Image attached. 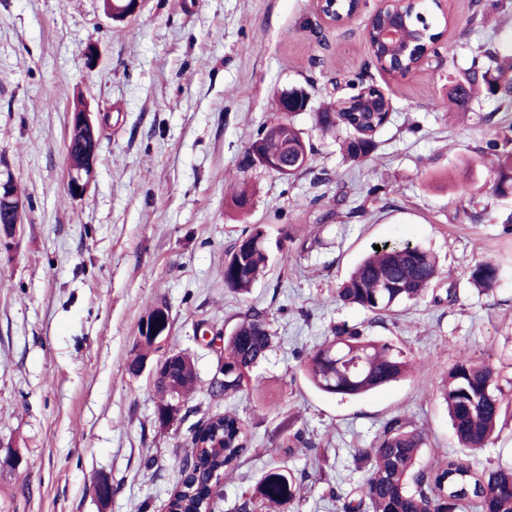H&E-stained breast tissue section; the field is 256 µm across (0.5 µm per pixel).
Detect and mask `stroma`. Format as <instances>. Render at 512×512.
Here are the masks:
<instances>
[{"mask_svg": "<svg viewBox=\"0 0 512 512\" xmlns=\"http://www.w3.org/2000/svg\"><path fill=\"white\" fill-rule=\"evenodd\" d=\"M376 5L328 28L312 0H145L122 23L103 0H0V175L25 203L18 237L0 241V512H165L186 430L159 426L149 372L128 370L156 307L171 317L165 351L196 365L189 422L234 408L251 433L216 512H235L282 462L309 475L295 512H342L364 476L356 449L394 417L426 433L422 469L447 456L479 468L512 458V418L486 447L464 448L438 397L441 378L470 359L491 366L512 400V196L493 194L479 162L495 133L487 116L511 112L512 95L482 96L463 118L440 106L479 44L512 36V0H448L452 22L434 55L404 76L368 52ZM359 82L389 96L393 112L372 156L355 163L315 114ZM292 88L310 95L291 119L313 155L310 172L288 180L250 165L247 149ZM79 98L109 121L76 197L65 144ZM240 180L253 191L245 212L230 198ZM252 224L266 231L270 271L240 295L224 286V258ZM384 241L432 249L456 302L442 284L379 320L337 302L358 258ZM484 262L501 269L486 290L469 279ZM253 306L276 344L247 390L211 401L217 348ZM341 326L433 369L355 399L322 393L301 363ZM296 432L312 449L286 455ZM101 477L114 487L105 505L94 494Z\"/></svg>", "mask_w": 512, "mask_h": 512, "instance_id": "1", "label": "stroma"}]
</instances>
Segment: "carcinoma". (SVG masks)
<instances>
[{"mask_svg": "<svg viewBox=\"0 0 512 512\" xmlns=\"http://www.w3.org/2000/svg\"><path fill=\"white\" fill-rule=\"evenodd\" d=\"M406 33L419 48L436 35L433 27L421 19V8L406 11ZM415 58H399L382 47L377 56L380 68L392 71L409 68ZM512 90V41L479 48L471 66L448 91V104L461 112L472 110L480 90L493 94L492 82ZM344 108L339 104L316 113V121L326 132L343 134L345 155L353 162L363 161L377 146L376 136L386 125L383 97L366 87L350 98ZM101 136L98 130L70 128L67 141L68 165L83 166L90 154H98ZM266 153L283 149L298 163L288 178L305 174L311 164L312 147L290 120L282 119L267 127L251 145ZM512 144V113L507 112L496 136L486 142L484 153L496 157L493 192L499 196L512 193V151L500 147ZM269 265V252L263 228L254 224L242 230L224 260V286L234 292L249 291ZM441 272L430 250L410 243L380 245L370 249L347 280L336 290V300L353 305L375 317L421 299L439 280ZM499 268L491 263L474 266L471 281L490 287L498 279ZM274 335L267 315L248 309L235 328L224 337L221 357L224 381L212 380L209 396L229 398L244 391L249 373L266 357ZM410 362L405 352L387 342L368 340L356 329L338 328L334 336L310 351L304 362L307 379L318 390L355 398L400 380ZM197 373L191 357L183 353L165 366L155 380L160 396L156 421L170 412L177 422L186 419L187 396L193 391ZM441 398L459 444L477 449L493 436L507 413L504 393L494 383L492 368L468 359L458 361L446 376ZM187 452L174 460L178 477L170 495L169 512H200L212 498V490L224 475L234 470L247 451L250 435L239 414L217 412L202 426L187 429ZM425 434L395 418L387 422L370 448L356 450V458L368 469L356 498L343 504L344 512H512V461H499L491 468L477 469L466 460L450 457L429 471L418 468ZM306 476L284 466L268 470L250 496L236 507V512H256V502L288 512L301 500Z\"/></svg>", "mask_w": 512, "mask_h": 512, "instance_id": "cac0c4a2", "label": "carcinoma"}]
</instances>
